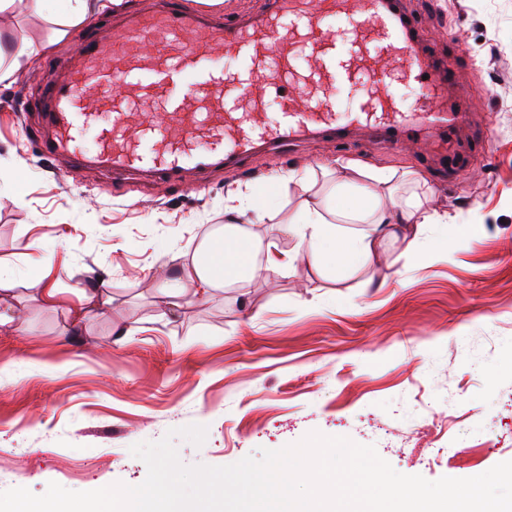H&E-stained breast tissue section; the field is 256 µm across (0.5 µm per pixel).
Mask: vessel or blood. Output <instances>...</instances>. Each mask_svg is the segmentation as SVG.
<instances>
[{
  "mask_svg": "<svg viewBox=\"0 0 512 512\" xmlns=\"http://www.w3.org/2000/svg\"><path fill=\"white\" fill-rule=\"evenodd\" d=\"M331 17L348 19L343 34L326 26ZM415 28L400 0H268L243 24L158 0L126 16L117 33L97 25L78 35L77 56L50 60L60 77L41 90L47 110L38 149L80 156L91 131L92 162L171 179L310 135L341 144L363 128L397 147L424 129L454 135L465 116L448 101L453 71L424 56ZM217 49L241 60L234 75L213 62ZM301 57L310 60L304 72L294 67ZM399 75L419 89L413 109L388 90ZM358 77L364 92L348 123H339L333 92ZM265 93L280 101L277 120L258 111Z\"/></svg>",
  "mask_w": 512,
  "mask_h": 512,
  "instance_id": "vessel-or-blood-1",
  "label": "vessel or blood"
}]
</instances>
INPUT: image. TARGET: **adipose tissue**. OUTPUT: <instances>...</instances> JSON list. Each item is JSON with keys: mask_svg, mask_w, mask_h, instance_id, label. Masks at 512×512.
<instances>
[{"mask_svg": "<svg viewBox=\"0 0 512 512\" xmlns=\"http://www.w3.org/2000/svg\"><path fill=\"white\" fill-rule=\"evenodd\" d=\"M307 198L288 220L286 231L298 243L297 251L276 250L274 242L256 238L251 225L262 223L265 213L250 194L237 192L224 204V227L177 270L176 283L197 287L199 299L214 290L251 279L260 272L278 273L306 252L314 270L323 277L336 271L367 268L378 257V246L388 230L419 237L427 224L440 226L437 248L451 251L468 239L463 224L449 223L432 205L433 192L426 183L407 198H392L393 174L367 168L354 159L336 163V180L323 191H313L309 173L290 176Z\"/></svg>", "mask_w": 512, "mask_h": 512, "instance_id": "1", "label": "adipose tissue"}]
</instances>
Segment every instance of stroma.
<instances>
[{"instance_id": "1", "label": "stroma", "mask_w": 512, "mask_h": 512, "mask_svg": "<svg viewBox=\"0 0 512 512\" xmlns=\"http://www.w3.org/2000/svg\"><path fill=\"white\" fill-rule=\"evenodd\" d=\"M66 7L15 0L0 12V63L33 50L0 84V261L14 271L0 312L16 322L0 332V491L139 485L147 468L131 446L191 424L208 432L199 447L174 438L187 465H229L313 431L375 446L430 481L512 461V0H403L424 50L456 70L449 103L471 109L448 149L451 183L433 177L427 135L396 150L362 130L342 146L310 137L167 181L45 160L38 90L56 77L48 60L77 46L58 19ZM484 123L485 155L472 143ZM346 157L416 172L439 211L469 226L468 246L418 263L389 235L375 269L327 280L302 256L206 301L186 285L182 309L166 306V279L223 223L229 192L249 186L276 206L252 230L290 250L280 227L303 195L273 178L309 168L324 189ZM35 248L43 282L25 266ZM44 283L55 304L41 302ZM102 285L111 306L73 325Z\"/></svg>"}]
</instances>
